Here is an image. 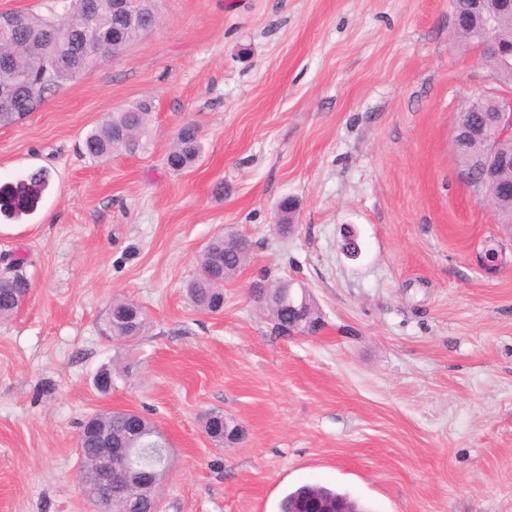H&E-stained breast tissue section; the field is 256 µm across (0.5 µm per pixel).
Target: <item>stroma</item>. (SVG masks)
<instances>
[{
  "mask_svg": "<svg viewBox=\"0 0 512 512\" xmlns=\"http://www.w3.org/2000/svg\"><path fill=\"white\" fill-rule=\"evenodd\" d=\"M156 7L119 57L0 128V187L51 173L28 215L0 212V258L23 257L31 284L0 321V512H90L78 426L111 409L170 440L160 512H274L308 483L372 512H512V225L452 147L455 117L501 86L455 38L449 0ZM144 99L145 152H77ZM188 120L201 156L176 174L164 159ZM286 196L297 227L280 235ZM221 231L252 255L206 314L185 286ZM262 278L305 289L320 330L278 335L252 295ZM116 295L148 313L138 340L99 331ZM112 364L104 396L93 379ZM211 412L241 439L216 447Z\"/></svg>",
  "mask_w": 512,
  "mask_h": 512,
  "instance_id": "stroma-1",
  "label": "stroma"
}]
</instances>
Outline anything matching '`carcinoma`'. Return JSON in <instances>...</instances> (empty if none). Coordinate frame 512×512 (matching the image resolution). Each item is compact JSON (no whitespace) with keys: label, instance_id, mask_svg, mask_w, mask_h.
<instances>
[{"label":"carcinoma","instance_id":"obj_1","mask_svg":"<svg viewBox=\"0 0 512 512\" xmlns=\"http://www.w3.org/2000/svg\"><path fill=\"white\" fill-rule=\"evenodd\" d=\"M88 8L100 17H112V0H54V7L47 14L28 12L21 15L22 23L7 41L0 43V50H6L13 57V65L0 66V88L19 90L9 108H0V127L20 122L50 96L90 70L86 65H78V57L82 55L80 34L61 30L55 39L46 35L47 30L59 26L66 15L82 14ZM151 117V105L145 101L112 113L85 133L83 155L96 161L110 158L114 153L136 155L144 152ZM200 154L198 128L194 123L186 122L178 130L175 143L165 156V165L176 173L189 171L196 166ZM250 251L251 243L240 235L219 233L209 240L199 257L197 273L186 286L188 299L198 311L218 313L224 309V284L234 279L247 265ZM22 267L21 258L12 259L5 267L7 275L0 279V320L11 318L30 291V282L22 273ZM253 292L260 302L271 293L280 295V301L268 308V312L274 330L283 334L288 326V284L268 287L257 283ZM147 326L148 315L141 305L115 298L108 307L101 331L109 339L123 341L144 334ZM129 417L130 413L125 410H109L96 412L90 419L93 427L123 437L127 435ZM142 423L141 435L134 446L145 449L142 464L156 468L159 474L149 487L133 486L125 492L112 491V496L101 502L98 512H151L159 502L160 490L169 472V460L161 459L148 449L158 434L155 423L145 418ZM233 426L232 421L224 422L222 414L205 417V432L218 446L234 443V439L225 437L224 432V428ZM78 448L83 455L79 483L82 494L89 499L97 492L92 461L95 440L84 428L79 434ZM308 493L331 501H344L355 512H371L348 494L319 484L302 485L288 491L276 504L275 512H290L292 503Z\"/></svg>","mask_w":512,"mask_h":512}]
</instances>
